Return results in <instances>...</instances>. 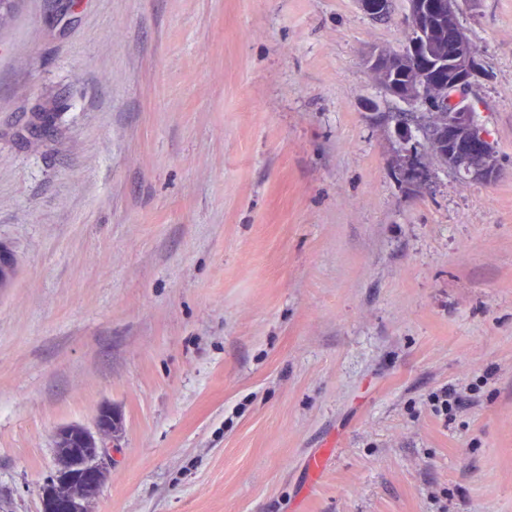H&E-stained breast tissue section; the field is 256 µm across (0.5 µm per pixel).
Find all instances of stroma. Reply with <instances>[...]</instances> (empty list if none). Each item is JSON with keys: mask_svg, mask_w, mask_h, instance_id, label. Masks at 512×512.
<instances>
[{"mask_svg": "<svg viewBox=\"0 0 512 512\" xmlns=\"http://www.w3.org/2000/svg\"><path fill=\"white\" fill-rule=\"evenodd\" d=\"M407 13L21 0L0 28V512H40L54 433L105 406L94 512H512V0L458 16L488 183L427 154L403 177L406 106L364 54L398 50Z\"/></svg>", "mask_w": 512, "mask_h": 512, "instance_id": "1", "label": "stroma"}]
</instances>
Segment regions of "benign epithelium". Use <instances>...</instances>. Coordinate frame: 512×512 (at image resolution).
<instances>
[{
  "mask_svg": "<svg viewBox=\"0 0 512 512\" xmlns=\"http://www.w3.org/2000/svg\"><path fill=\"white\" fill-rule=\"evenodd\" d=\"M370 16H388L391 0H358ZM479 0H408L407 29L423 34L430 16L448 20L449 33L455 48L446 61L435 60L420 42L382 55H373L371 64H380L382 71L398 65L416 71L450 74L440 90L434 111L448 113V122L439 125L435 138L448 143V155L454 159L460 175L468 182L492 179L497 171L490 167L493 146L485 132L472 118L473 105L465 92L475 80L480 59L477 49L464 29L458 25L460 4L475 5ZM405 152V174L411 181H421L426 170L421 165L419 148L403 134H398ZM122 429L120 418L108 408L99 410L91 428L70 425L54 435L56 449L72 448L74 452L58 462L55 476L41 491V512H91L90 505L98 497L112 471V452Z\"/></svg>",
  "mask_w": 512,
  "mask_h": 512,
  "instance_id": "7a95c632",
  "label": "benign epithelium"
}]
</instances>
